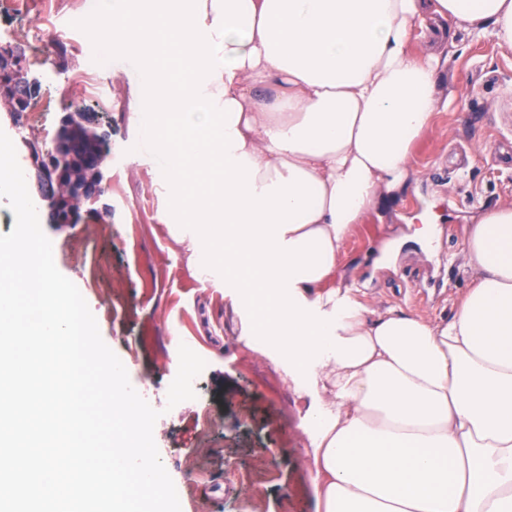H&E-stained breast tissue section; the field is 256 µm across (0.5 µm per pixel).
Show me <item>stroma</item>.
<instances>
[{"mask_svg": "<svg viewBox=\"0 0 512 512\" xmlns=\"http://www.w3.org/2000/svg\"><path fill=\"white\" fill-rule=\"evenodd\" d=\"M92 0H32L28 17L0 14V45L21 50L39 84L47 120L29 138L52 148L76 74L98 66L86 105L109 133L107 191L79 223H50L40 211L58 270L79 288L104 342L136 390L150 389L161 415L154 440L178 488L181 512H313L310 461L319 397L300 392L288 364L261 335L243 289L206 281L172 231L157 146L142 147L138 57L100 39ZM449 71L465 95L436 112L416 143V176L396 203L397 220L369 218L345 242L337 280L359 288L379 312L395 308L451 318L470 285L466 232L482 212L512 202V52L488 39L452 49ZM427 216L432 238H414L411 217ZM392 242L382 254V242ZM187 345L206 367L195 399L168 407L166 388ZM213 425L200 434L203 413Z\"/></svg>", "mask_w": 512, "mask_h": 512, "instance_id": "1", "label": "stroma"}]
</instances>
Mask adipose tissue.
Returning a JSON list of instances; mask_svg holds the SVG:
<instances>
[{
	"label": "adipose tissue",
	"instance_id": "adipose-tissue-1",
	"mask_svg": "<svg viewBox=\"0 0 512 512\" xmlns=\"http://www.w3.org/2000/svg\"><path fill=\"white\" fill-rule=\"evenodd\" d=\"M103 38L138 51L141 109L179 114L165 187L199 258L252 275L248 302L311 418L314 512H512V203L466 237L453 316L371 314L336 283L356 224L412 176L443 107L449 37L512 51V0H103ZM166 36L179 63L155 56ZM421 47H414V40ZM220 168L186 206L180 176Z\"/></svg>",
	"mask_w": 512,
	"mask_h": 512
}]
</instances>
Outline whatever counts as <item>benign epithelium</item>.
Listing matches in <instances>:
<instances>
[{
	"label": "benign epithelium",
	"mask_w": 512,
	"mask_h": 512,
	"mask_svg": "<svg viewBox=\"0 0 512 512\" xmlns=\"http://www.w3.org/2000/svg\"><path fill=\"white\" fill-rule=\"evenodd\" d=\"M21 53L10 47L0 48V113L14 121L18 119L26 102L19 90ZM79 113L67 112L63 116L54 144V156L43 154L36 145H26L31 164L35 169L40 200L57 215L58 224H76L90 179L81 178L74 170L66 169L62 159L68 145V137Z\"/></svg>",
	"instance_id": "7a95c632"
}]
</instances>
